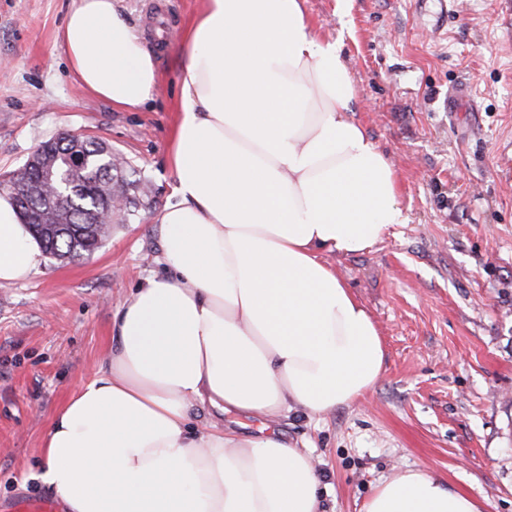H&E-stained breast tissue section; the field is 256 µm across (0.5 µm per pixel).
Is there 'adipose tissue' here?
I'll list each match as a JSON object with an SVG mask.
<instances>
[{"instance_id":"1","label":"adipose tissue","mask_w":512,"mask_h":512,"mask_svg":"<svg viewBox=\"0 0 512 512\" xmlns=\"http://www.w3.org/2000/svg\"><path fill=\"white\" fill-rule=\"evenodd\" d=\"M59 39L88 92L125 110L154 100L156 57L112 0H73ZM187 47L156 218L163 268L114 312L108 363L54 417L34 478L65 512H324L308 449L194 428L190 411L322 416L375 387L380 334L322 254L371 249L407 223L397 174L352 117L341 42L302 0H204ZM41 261L0 194V282ZM361 512L482 508L401 467Z\"/></svg>"}]
</instances>
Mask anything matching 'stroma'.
I'll list each match as a JSON object with an SVG mask.
<instances>
[{
  "instance_id": "1",
  "label": "stroma",
  "mask_w": 512,
  "mask_h": 512,
  "mask_svg": "<svg viewBox=\"0 0 512 512\" xmlns=\"http://www.w3.org/2000/svg\"><path fill=\"white\" fill-rule=\"evenodd\" d=\"M73 0H0V180L41 142L81 132L141 171L151 207L74 261L44 256L0 283V502L40 496L32 475L51 419L112 347V315L149 271L173 184L185 34L203 0H116L156 54L154 102L128 111L86 91L57 34ZM342 42L353 117L393 164L409 221L371 249L323 258L372 315L384 372L363 398L269 425L311 448L328 512H360L394 467L416 466L512 512V0H303ZM468 85L470 106L449 111Z\"/></svg>"
}]
</instances>
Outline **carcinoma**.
I'll use <instances>...</instances> for the list:
<instances>
[{
    "mask_svg": "<svg viewBox=\"0 0 512 512\" xmlns=\"http://www.w3.org/2000/svg\"><path fill=\"white\" fill-rule=\"evenodd\" d=\"M85 152L88 164L80 175H72L64 167L55 180L45 184L32 168L14 172L30 198L40 200L49 191L74 193L67 207L45 212L46 225H31L44 251L56 258L67 255L71 260L79 259L101 246L103 237L94 222L106 223L107 204L113 196L120 195L126 201L123 214L117 217L121 223L151 204L149 181L126 158L113 155L95 139L87 141Z\"/></svg>",
    "mask_w": 512,
    "mask_h": 512,
    "instance_id": "cac0c4a2",
    "label": "carcinoma"
}]
</instances>
